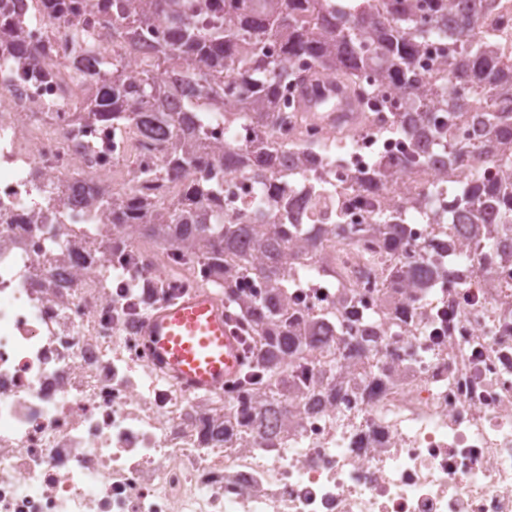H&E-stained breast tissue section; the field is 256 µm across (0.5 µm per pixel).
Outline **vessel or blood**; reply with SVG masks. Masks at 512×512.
I'll use <instances>...</instances> for the list:
<instances>
[{
	"mask_svg": "<svg viewBox=\"0 0 512 512\" xmlns=\"http://www.w3.org/2000/svg\"><path fill=\"white\" fill-rule=\"evenodd\" d=\"M145 334L153 357L189 389L215 391L241 371V338L216 290L200 287L157 308L147 317Z\"/></svg>",
	"mask_w": 512,
	"mask_h": 512,
	"instance_id": "1",
	"label": "vessel or blood"
}]
</instances>
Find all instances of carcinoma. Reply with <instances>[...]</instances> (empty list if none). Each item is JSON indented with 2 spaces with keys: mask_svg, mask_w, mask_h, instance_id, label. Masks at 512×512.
Listing matches in <instances>:
<instances>
[{
  "mask_svg": "<svg viewBox=\"0 0 512 512\" xmlns=\"http://www.w3.org/2000/svg\"><path fill=\"white\" fill-rule=\"evenodd\" d=\"M119 3L107 12L112 39L134 50L143 30L162 24L169 31L163 47L153 53L141 76L126 77L122 57H112V121L140 122L148 127L157 120L174 142L163 147L158 170L141 172L149 178L162 174L185 185L183 200L154 204L102 187H89L99 207L112 211V224L136 222L138 232L158 237H182L186 256L207 267L224 265V299L241 307L258 326L251 376L276 391L288 383L280 360L293 353L306 359L314 338L300 332L290 301L288 234L301 233L295 224L278 223L287 206L282 196L270 201V223L244 224L230 218L212 224L195 208L204 191L219 188L224 177V157L208 151L206 126L211 112H223L228 79L239 89L237 111L224 112L227 122L249 119L257 127L269 125L276 111L281 85L292 76L287 64L309 60L318 73L340 76L350 83L375 71L380 82L395 86L406 100L389 132L413 141L404 164L411 166L432 145L448 154L446 192L454 216L444 223L438 215L423 214L438 225L446 250L462 244L453 225L469 224L477 243L491 236L497 253L512 254V58L503 56L488 34L482 17L495 9V0H373L358 13L343 10L344 0H224V23L204 21L210 0H110ZM455 35L448 56L432 74L418 65L420 48L436 29ZM280 45L281 54L268 52ZM87 117H105L99 108L98 89L86 82ZM441 104L438 120L432 102ZM479 121L484 136L460 141L449 137L457 123ZM327 144L282 143L272 135L249 150L247 169L259 179H277L285 153L315 157ZM199 171V181H188L189 171ZM407 210L396 203L376 215L373 230L393 258L387 276L410 283L420 295L431 293L445 271L444 252L407 248L404 222ZM265 261L255 263L253 252ZM260 277L261 294L241 295L237 280Z\"/></svg>",
  "mask_w": 512,
  "mask_h": 512,
  "instance_id": "carcinoma-1",
  "label": "carcinoma"
}]
</instances>
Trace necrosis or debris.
<instances>
[{
  "label": "necrosis or debris",
  "instance_id": "necrosis-or-debris-1",
  "mask_svg": "<svg viewBox=\"0 0 512 512\" xmlns=\"http://www.w3.org/2000/svg\"><path fill=\"white\" fill-rule=\"evenodd\" d=\"M1 13L19 38L0 40V512H512V258L486 264V243L457 248L443 258L452 276L420 303L374 260L381 244L368 226L389 198L409 202L405 236L420 247L436 234L421 211L450 215L447 154L406 170L409 140L378 134L402 109L398 89L371 94L377 77L365 74L358 93L370 121H314L301 110L314 69L296 62L280 88L279 132L341 134L350 152L317 171L296 160L275 187L229 161L217 199L201 200L215 220L259 224L272 191H283L297 204L290 223L318 246L289 245L292 305L327 320L344 307L376 317L379 370L323 336L308 360L288 361V394L271 404L279 422L257 435L236 415L269 404L264 385L238 378L192 393L148 356L147 314L204 276L197 265L172 274L181 241L113 225L90 199L40 205L78 175L163 204L181 195L180 184L135 177L160 165L154 133L83 113L80 74L112 63L97 0H0ZM207 132L217 154L246 153L257 135L220 112ZM380 165L395 173L388 191L353 187ZM320 176L340 188L351 232L321 220ZM405 309L407 326L390 331L387 317ZM334 354L345 373L330 384ZM309 383L322 392L315 410L301 396Z\"/></svg>",
  "mask_w": 512,
  "mask_h": 512
}]
</instances>
